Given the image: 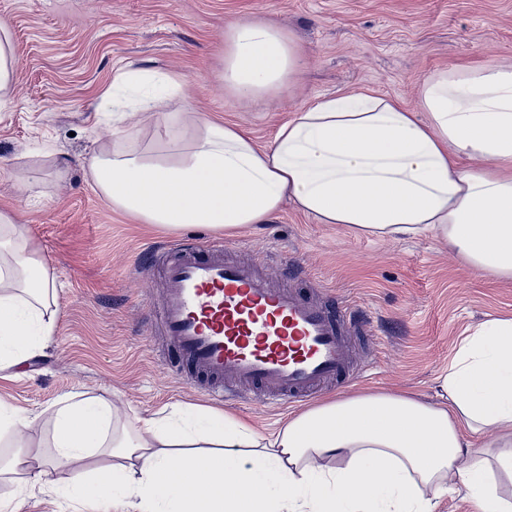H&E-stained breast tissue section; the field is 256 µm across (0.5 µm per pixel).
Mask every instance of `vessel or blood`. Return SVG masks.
Segmentation results:
<instances>
[{
  "mask_svg": "<svg viewBox=\"0 0 512 512\" xmlns=\"http://www.w3.org/2000/svg\"><path fill=\"white\" fill-rule=\"evenodd\" d=\"M227 249L188 240L144 250L162 281L150 309L154 329L198 373L203 393L222 403L257 394L280 409L342 386L352 372L351 339L370 324L366 313L333 289L297 287L299 260L286 261L289 284L276 287L258 264L225 259Z\"/></svg>",
  "mask_w": 512,
  "mask_h": 512,
  "instance_id": "vessel-or-blood-1",
  "label": "vessel or blood"
}]
</instances>
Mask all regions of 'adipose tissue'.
Here are the masks:
<instances>
[{
  "label": "adipose tissue",
  "mask_w": 512,
  "mask_h": 512,
  "mask_svg": "<svg viewBox=\"0 0 512 512\" xmlns=\"http://www.w3.org/2000/svg\"><path fill=\"white\" fill-rule=\"evenodd\" d=\"M306 49L260 19L229 22L220 78L256 100L292 89ZM156 121L140 145L125 129L89 162L113 209L167 230L227 236L268 223L284 198L321 224L358 236H431L486 275L512 279V64L476 61L426 77L419 106L370 88L318 98L258 146L238 126L185 111L175 76L127 68L114 81ZM122 99L113 109L125 111ZM469 166H462V159ZM0 372L28 360L54 330L43 307L54 279L13 212L0 210ZM430 403L360 389L257 433L208 407L137 418L112 431L104 398H63L52 446L58 464L108 449L112 465L75 471L59 496L134 512H433L449 486L478 512H512V318L480 324L460 343Z\"/></svg>",
  "instance_id": "ef3b65f1"
}]
</instances>
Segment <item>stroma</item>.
Masks as SVG:
<instances>
[{"mask_svg":"<svg viewBox=\"0 0 512 512\" xmlns=\"http://www.w3.org/2000/svg\"><path fill=\"white\" fill-rule=\"evenodd\" d=\"M266 19L308 49L291 94L242 100L218 78L224 27ZM18 61L13 109L0 112V208L12 210L56 278L48 347L0 377V398L39 419L20 437H0V458L52 455L56 403L65 395L108 398L125 419L175 407L209 406L171 345L148 334L157 288L139 260L152 242L206 231L166 232L115 211L94 189L87 160L115 138L111 91L126 64L183 77L193 105L269 143L294 110L319 96L370 87L417 108V88L448 64L512 61V0H0ZM273 283L283 257L309 281L370 312V376L343 392L399 389L438 398L437 379L469 329L512 317V281L475 272L429 237L388 240L320 224L284 202L266 224L232 237ZM267 433L296 415L250 401L223 404ZM12 512H97L92 502L0 476Z\"/></svg>","mask_w":512,"mask_h":512,"instance_id":"obj_1","label":"stroma"}]
</instances>
